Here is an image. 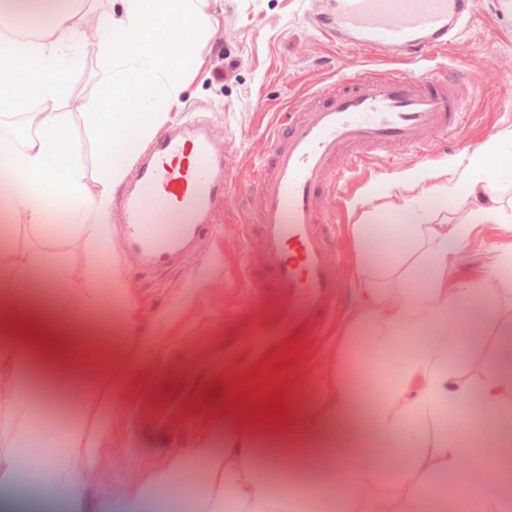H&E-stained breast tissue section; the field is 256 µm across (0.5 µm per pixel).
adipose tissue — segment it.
Here are the masks:
<instances>
[{"label":"adipose tissue","mask_w":512,"mask_h":512,"mask_svg":"<svg viewBox=\"0 0 512 512\" xmlns=\"http://www.w3.org/2000/svg\"><path fill=\"white\" fill-rule=\"evenodd\" d=\"M127 21L92 9L81 13L59 8L57 0H11L0 13V116L22 112L29 130L22 140L0 125V164L14 189L8 209L15 223L33 228L48 223L53 209H65L71 230H79L83 209L94 203L99 222L98 250L109 242L108 217L113 189L125 176L132 144L147 139L162 119L166 100L182 89L189 46L206 27L193 0H124ZM96 22V38L84 26ZM34 34L33 42L11 40L17 30ZM102 62L101 90L90 104L74 97L71 78L88 47ZM82 121L98 148L104 171L97 189H89L75 121ZM466 182L469 209L458 224H425L413 198H402L392 213L373 224L356 225L366 264H373L388 244L411 251L421 274L400 287L384 288L361 280L356 324L367 327L372 349L389 354L402 334L427 335L426 345L399 361V380L370 408L343 353L327 357L321 368L323 396L307 411L286 408L283 426L246 418L263 395L230 408L222 385L205 388L199 408L226 436L216 441L200 434L187 448L173 449L164 466L136 476L124 486L99 490V457L104 434L82 416L66 413L63 430L43 427L41 436L57 447L43 459L45 478L64 492L65 512H150L160 496L187 477L203 475L192 512H297L302 500L339 501L341 512H432L456 489V504H466L470 490L487 474L498 483L488 501L492 512H512V432L498 443L473 449L441 436L427 442L418 425L450 417L476 438L484 419L512 405V337L504 338L496 362L473 384L449 372L448 356L477 334L488 315L490 289L478 282L448 286V267L470 244L476 224H501L508 215L490 182H512V133L475 149ZM0 411L11 417L0 430V491L31 487L29 445L35 424L57 406L59 396L80 392L94 400L91 414L112 412V395L102 382L112 376V350L80 351L73 329L47 319L43 299L79 304L88 314L101 311L108 298L92 285L93 268L75 269L34 254L16 261L0 255ZM40 339L25 336V328ZM476 401V411L466 410ZM410 448L406 467L393 489L382 481L392 449ZM429 480L419 493L417 477Z\"/></svg>","instance_id":"1"}]
</instances>
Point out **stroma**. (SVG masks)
I'll return each instance as SVG.
<instances>
[{
    "instance_id": "1",
    "label": "stroma",
    "mask_w": 512,
    "mask_h": 512,
    "mask_svg": "<svg viewBox=\"0 0 512 512\" xmlns=\"http://www.w3.org/2000/svg\"><path fill=\"white\" fill-rule=\"evenodd\" d=\"M468 29L435 54L438 65L462 64L472 89V109L454 139L438 146L430 161L409 153L395 164L371 162L348 188L328 195L327 214L345 222L342 246L350 255L343 273L348 282L343 305L334 314L318 347L296 336L286 350L257 361L253 370L233 373L224 352L225 338L253 336L273 314L265 293L236 287L224 274L225 266L242 258L246 245L241 226L248 202L242 189L246 174L266 152L265 130L274 113L305 89L317 88L358 70L363 56L336 48L318 33L307 18L308 0H200L208 30L196 40L185 72L182 91L163 106L167 119L198 117L223 131L230 146L228 175L234 186L213 225L173 267L148 271L139 256L123 250L120 233L109 236L106 252L93 248L98 222L94 208L82 217L85 230L55 231L53 225L33 229L0 222V250L24 258L51 252L72 266H94L97 287L121 288L110 317L94 320L66 308L70 324L99 345V331H108L113 354L131 356V372L112 376V417L105 422V450L101 466L106 487L126 484L132 477L163 465L166 451L187 445L191 436L206 429L195 409L193 387L149 395L138 381L153 375L181 372L192 376L208 371L245 392L254 383L283 384L289 404L303 408L321 392L320 380L307 379L331 353L348 347L357 374L371 378L374 394L384 395L395 382L382 370L362 330L349 321L357 301L352 287L363 272L353 225L367 216L383 215L401 197L415 198L429 224H455L465 214L464 181L472 144H484L512 132V82L503 78L497 63L512 60V16L499 0H470ZM512 223L479 224L470 235L469 248L448 269L449 284L481 281L492 288L493 316L479 328L476 343L449 359V370L479 381V364L491 363L506 331H512Z\"/></svg>"
}]
</instances>
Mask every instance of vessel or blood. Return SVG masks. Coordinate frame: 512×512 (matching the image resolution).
I'll list each match as a JSON object with an SVG mask.
<instances>
[{
  "label": "vessel or blood",
  "mask_w": 512,
  "mask_h": 512,
  "mask_svg": "<svg viewBox=\"0 0 512 512\" xmlns=\"http://www.w3.org/2000/svg\"><path fill=\"white\" fill-rule=\"evenodd\" d=\"M336 45L361 52L360 70L302 94L285 124L267 136L268 160L249 176L244 287L276 289L274 319L259 336L243 337L239 361L262 357L289 337L325 327L340 305L341 225L322 208L361 165L405 153L430 160L436 141L455 135L469 94L461 68L437 74L433 50L468 27V0H335L315 14ZM420 61L421 69H390V58ZM223 138L193 122L164 127L137 156L122 198L126 242L147 267L176 264L215 221L231 191Z\"/></svg>",
  "instance_id": "b4317fda"
}]
</instances>
